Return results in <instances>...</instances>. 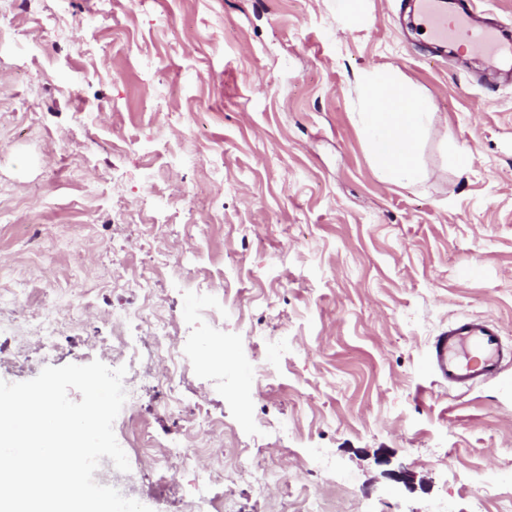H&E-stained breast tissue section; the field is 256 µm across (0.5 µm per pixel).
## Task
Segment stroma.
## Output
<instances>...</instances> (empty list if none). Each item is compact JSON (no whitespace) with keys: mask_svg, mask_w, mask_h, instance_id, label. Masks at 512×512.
Here are the masks:
<instances>
[{"mask_svg":"<svg viewBox=\"0 0 512 512\" xmlns=\"http://www.w3.org/2000/svg\"><path fill=\"white\" fill-rule=\"evenodd\" d=\"M410 11L0 0V379L112 364L114 314H162L114 423L130 470L106 475L151 512L201 505L196 471L161 481L134 450L145 434L188 441L226 512L305 496L258 494L236 461L310 476L327 512H512V366L468 390L424 366L461 316L512 340V80L426 61ZM362 74L430 112L419 179L374 167Z\"/></svg>","mask_w":512,"mask_h":512,"instance_id":"stroma-1","label":"stroma"}]
</instances>
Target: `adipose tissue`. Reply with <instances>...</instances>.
Listing matches in <instances>:
<instances>
[{
  "instance_id": "1",
  "label": "adipose tissue",
  "mask_w": 512,
  "mask_h": 512,
  "mask_svg": "<svg viewBox=\"0 0 512 512\" xmlns=\"http://www.w3.org/2000/svg\"><path fill=\"white\" fill-rule=\"evenodd\" d=\"M361 114L373 163L390 182L413 178L419 171L420 144L430 119L417 100L415 89L398 79L363 77Z\"/></svg>"
}]
</instances>
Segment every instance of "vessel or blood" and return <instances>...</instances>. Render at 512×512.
I'll list each match as a JSON object with an SVG mask.
<instances>
[{
	"label": "vessel or blood",
	"instance_id": "obj_1",
	"mask_svg": "<svg viewBox=\"0 0 512 512\" xmlns=\"http://www.w3.org/2000/svg\"><path fill=\"white\" fill-rule=\"evenodd\" d=\"M425 37L445 45L465 41L471 53L512 64V38L497 27L475 23L467 0H413ZM512 364V344L503 340L494 320L464 316L437 336L427 366L449 386L468 389L493 380Z\"/></svg>",
	"mask_w": 512,
	"mask_h": 512
}]
</instances>
